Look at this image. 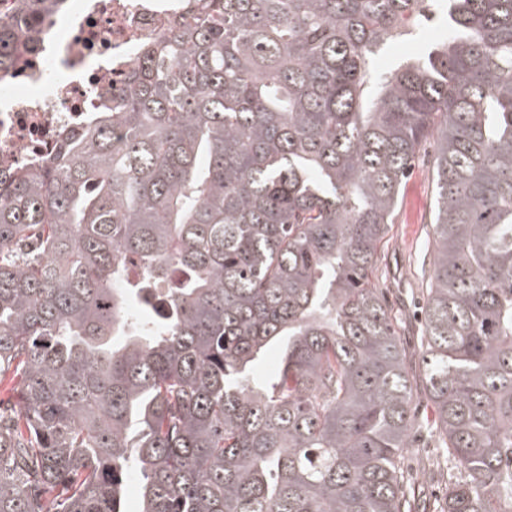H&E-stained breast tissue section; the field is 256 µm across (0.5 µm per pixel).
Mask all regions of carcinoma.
Here are the masks:
<instances>
[{
    "mask_svg": "<svg viewBox=\"0 0 512 512\" xmlns=\"http://www.w3.org/2000/svg\"><path fill=\"white\" fill-rule=\"evenodd\" d=\"M62 2L0 13V71ZM431 2L196 0L93 126L0 178V512H126L134 471L139 512H417L372 274L428 143L440 512H512V0H448V39L379 71Z\"/></svg>",
    "mask_w": 512,
    "mask_h": 512,
    "instance_id": "carcinoma-1",
    "label": "carcinoma"
}]
</instances>
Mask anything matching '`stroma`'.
<instances>
[{"label": "stroma", "mask_w": 512, "mask_h": 512, "mask_svg": "<svg viewBox=\"0 0 512 512\" xmlns=\"http://www.w3.org/2000/svg\"><path fill=\"white\" fill-rule=\"evenodd\" d=\"M448 34L446 11H439L433 23L410 29L399 43L383 45L377 53L380 71L395 68L404 59L427 55ZM433 148L422 150L409 179L403 182L393 224L380 244L373 283L383 292L400 325L407 351V366L417 393L415 416L421 428L405 455L404 466L427 494L426 512H437L448 493L452 464L448 451L431 430L434 410L422 386L420 354L422 326L413 312L422 304L430 273L433 248L432 214L436 209V180Z\"/></svg>", "instance_id": "stroma-1"}]
</instances>
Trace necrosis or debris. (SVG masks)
Segmentation results:
<instances>
[{
  "mask_svg": "<svg viewBox=\"0 0 512 512\" xmlns=\"http://www.w3.org/2000/svg\"><path fill=\"white\" fill-rule=\"evenodd\" d=\"M189 0H68L35 46H19L0 80V175L54 155L127 80L139 51L186 13Z\"/></svg>",
  "mask_w": 512,
  "mask_h": 512,
  "instance_id": "obj_1",
  "label": "necrosis or debris"
}]
</instances>
